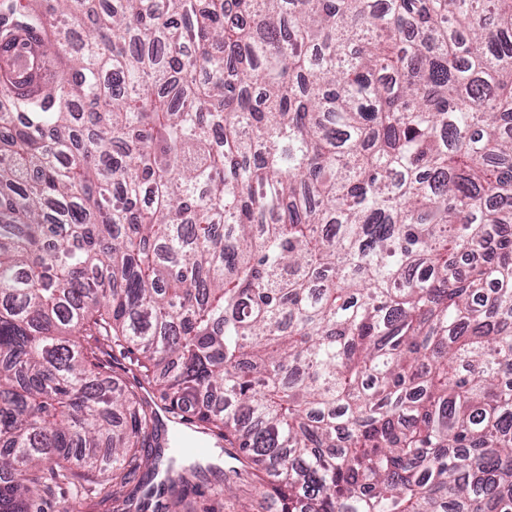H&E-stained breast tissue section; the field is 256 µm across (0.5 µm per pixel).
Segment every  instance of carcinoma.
I'll list each match as a JSON object with an SVG mask.
<instances>
[{
    "mask_svg": "<svg viewBox=\"0 0 512 512\" xmlns=\"http://www.w3.org/2000/svg\"><path fill=\"white\" fill-rule=\"evenodd\" d=\"M76 467L512 512V0H0V512ZM103 359L109 365V372L112 379L122 382H132V373L129 370L130 359L120 348L106 347Z\"/></svg>",
    "mask_w": 512,
    "mask_h": 512,
    "instance_id": "carcinoma-1",
    "label": "carcinoma"
}]
</instances>
